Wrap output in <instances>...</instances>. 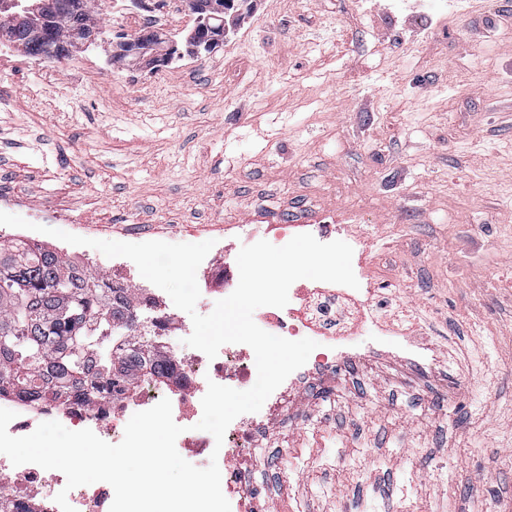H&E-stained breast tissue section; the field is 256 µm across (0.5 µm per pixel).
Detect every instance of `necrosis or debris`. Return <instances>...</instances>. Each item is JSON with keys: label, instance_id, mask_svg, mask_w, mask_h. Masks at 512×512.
<instances>
[{"label": "necrosis or debris", "instance_id": "necrosis-or-debris-1", "mask_svg": "<svg viewBox=\"0 0 512 512\" xmlns=\"http://www.w3.org/2000/svg\"><path fill=\"white\" fill-rule=\"evenodd\" d=\"M238 277L236 258L228 252L219 261L203 260L197 272L198 284L213 303L233 292ZM376 305L393 318L408 313L397 295L379 297L364 281L355 289L322 281L307 286L294 284L289 289V302L285 307H262L254 321L264 331L289 340L309 338L317 343L307 362L290 374L266 400L264 422H271L283 413L301 381L320 373L340 374L343 366L356 358L353 343L365 331L375 332V341L380 346L392 347L408 356L428 357L430 346L425 340L379 334L378 323L369 322L367 318L368 311ZM148 319L171 360L174 384H142L134 400L117 407L96 401L51 409L34 408L8 396L4 402L16 414L8 427L9 433L29 434L39 423L55 420L73 431L89 429L102 439H120L134 413L147 410L166 398L172 404L175 423L184 428L176 440L179 454L189 459H207L212 452H219L226 460L220 468L221 483L231 512H266L264 498L254 486L253 472L247 462L257 434L255 423L247 415L238 416L228 426L220 444L210 433L196 428L202 417L201 400L208 382L237 390L254 385L257 369L253 350L244 344H226L210 359L200 350L185 351L171 344V336L179 329L174 313L161 307L149 312ZM63 490L67 491L68 502L76 512H109L114 498L108 483L97 482L70 490L61 471L46 470L34 464L15 466L6 455L0 454L1 498L24 504L32 512H61L55 497Z\"/></svg>", "mask_w": 512, "mask_h": 512}]
</instances>
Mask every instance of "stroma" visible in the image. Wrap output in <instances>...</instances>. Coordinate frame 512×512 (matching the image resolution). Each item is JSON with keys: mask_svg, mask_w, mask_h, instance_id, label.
I'll use <instances>...</instances> for the list:
<instances>
[{"mask_svg": "<svg viewBox=\"0 0 512 512\" xmlns=\"http://www.w3.org/2000/svg\"><path fill=\"white\" fill-rule=\"evenodd\" d=\"M34 63L0 67L24 219L238 249L258 217L331 218L431 338L300 386L254 450L268 512H512V0H257L153 73ZM227 1L228 2H226V9H237V11H241L233 16V10H231L229 13H226V11L211 12V16L209 17L208 20V25L215 28L205 29V36L203 40L205 41V46L207 47L208 51H214L220 46H223L224 38H226L227 31L222 28H224L225 26V28L232 30V28L237 27V25L240 23L244 15L248 14L251 11L250 7L254 0H235L237 2H241L240 6L233 0ZM219 27L222 28L219 29Z\"/></svg>", "mask_w": 512, "mask_h": 512, "instance_id": "stroma-1", "label": "stroma"}]
</instances>
